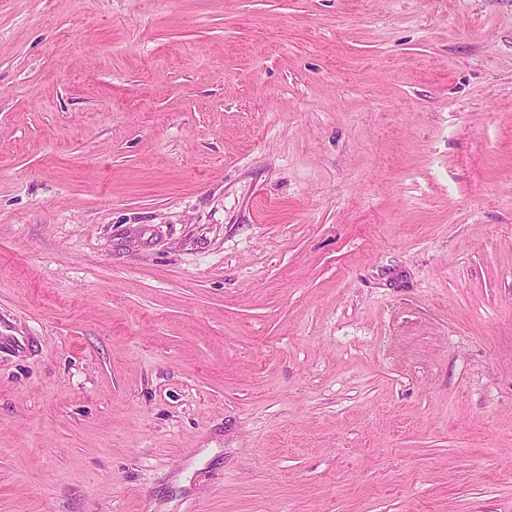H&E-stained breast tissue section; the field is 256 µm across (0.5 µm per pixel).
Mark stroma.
Listing matches in <instances>:
<instances>
[{"label":"stroma","instance_id":"obj_1","mask_svg":"<svg viewBox=\"0 0 512 512\" xmlns=\"http://www.w3.org/2000/svg\"><path fill=\"white\" fill-rule=\"evenodd\" d=\"M0 512H512V0H0Z\"/></svg>","mask_w":512,"mask_h":512}]
</instances>
